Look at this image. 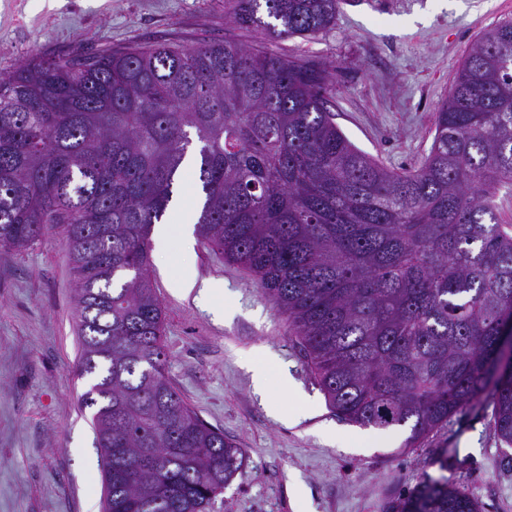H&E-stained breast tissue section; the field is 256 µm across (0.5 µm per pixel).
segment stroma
<instances>
[{
  "label": "stroma",
  "instance_id": "1",
  "mask_svg": "<svg viewBox=\"0 0 512 512\" xmlns=\"http://www.w3.org/2000/svg\"><path fill=\"white\" fill-rule=\"evenodd\" d=\"M224 14V0H0V73L36 57L233 40L320 63L337 126L399 168L428 152L460 62L483 32L512 19V0H345L330 30L275 40ZM185 271L223 288V321L177 293ZM149 273L166 312L169 380L248 454L211 512H387L426 474L465 487L481 512H512V447L498 441L490 407L456 415L416 448L407 431L347 424L252 273L196 237L182 251L174 235L152 240ZM74 294L61 228L0 256V512H103L102 459L80 403L91 378L79 371ZM254 361L267 394L253 387ZM277 407L305 416L280 420Z\"/></svg>",
  "mask_w": 512,
  "mask_h": 512
}]
</instances>
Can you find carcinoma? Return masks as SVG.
<instances>
[{"mask_svg": "<svg viewBox=\"0 0 512 512\" xmlns=\"http://www.w3.org/2000/svg\"><path fill=\"white\" fill-rule=\"evenodd\" d=\"M273 38L334 25L342 0H228ZM328 74L234 41L31 60L0 75V255L63 226L76 278L82 395L104 512H209L246 452L167 376L148 275L192 142L203 244L287 315L328 406L419 445L486 401L512 447V20L474 43L419 161L388 168L340 130ZM388 512H479L424 477Z\"/></svg>", "mask_w": 512, "mask_h": 512, "instance_id": "cac0c4a2", "label": "carcinoma"}]
</instances>
